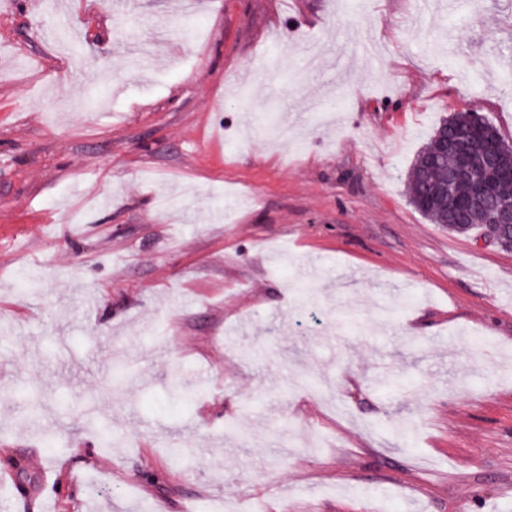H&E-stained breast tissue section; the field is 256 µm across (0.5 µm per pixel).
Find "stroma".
Here are the masks:
<instances>
[{
	"instance_id": "35a3bbf8",
	"label": "stroma",
	"mask_w": 512,
	"mask_h": 512,
	"mask_svg": "<svg viewBox=\"0 0 512 512\" xmlns=\"http://www.w3.org/2000/svg\"><path fill=\"white\" fill-rule=\"evenodd\" d=\"M416 9L0 0V468L29 491L17 512H41L47 481L55 512H243L259 492L270 512L284 494L295 512H512V250L406 195L455 112L512 143V0H434L420 28ZM264 54L281 58L271 88L247 80ZM270 110L286 139H268ZM176 374L200 387L184 412ZM313 378L350 419L300 390Z\"/></svg>"
}]
</instances>
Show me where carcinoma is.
Masks as SVG:
<instances>
[{
	"instance_id": "carcinoma-1",
	"label": "carcinoma",
	"mask_w": 512,
	"mask_h": 512,
	"mask_svg": "<svg viewBox=\"0 0 512 512\" xmlns=\"http://www.w3.org/2000/svg\"><path fill=\"white\" fill-rule=\"evenodd\" d=\"M470 124L469 118L462 113H455L443 120L436 131L448 129L450 134L462 133ZM455 163L453 155L436 152V136H431L417 154L408 176L409 203L432 223L440 224L448 231L459 234L479 232L480 237L491 240L504 249H512V228L500 229L496 236L489 234L486 224L487 214L483 209L458 210L454 222H448V198L457 197L462 200L470 191L466 182L457 183L450 193H445L448 185V173ZM194 394L185 389L181 380L173 378L168 392V400L178 409L186 410L193 402Z\"/></svg>"
}]
</instances>
